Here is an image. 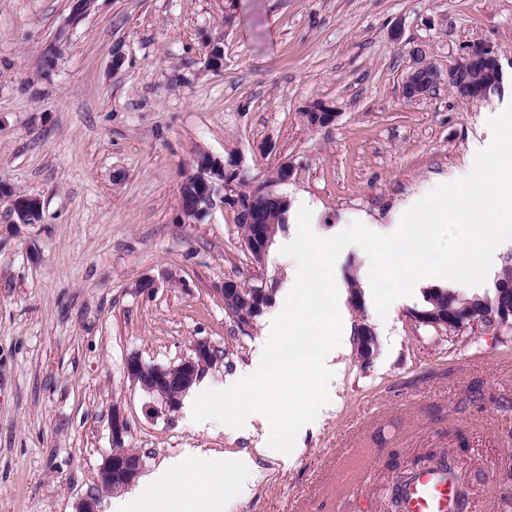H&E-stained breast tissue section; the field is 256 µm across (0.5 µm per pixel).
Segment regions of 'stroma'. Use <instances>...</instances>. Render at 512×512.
<instances>
[{
  "mask_svg": "<svg viewBox=\"0 0 512 512\" xmlns=\"http://www.w3.org/2000/svg\"><path fill=\"white\" fill-rule=\"evenodd\" d=\"M71 0H0V182L37 197L40 218L12 221L0 199V512H74L93 490L120 406L143 475L184 458L195 495L229 512H394L403 473L446 454L467 491L463 512H512V341L448 343L411 317L421 294L379 316L369 364L336 353L328 410L297 435V454L263 459L254 492L212 481L195 449L255 450L258 438L194 422L195 392L170 415L124 375L127 358L167 366L207 340L224 356L199 379L223 388L264 346L265 319L238 326L216 290L266 284L272 309L293 278L280 249L302 202L321 237L353 221L388 228L437 185L470 173L488 125L512 102V0H97L69 24ZM483 42L503 87L457 100L440 83L405 100L424 49L440 72ZM220 45L224 65H207ZM336 121L310 127L311 102ZM265 179L289 220L264 265L240 248L232 207L185 223L180 186L199 152ZM154 278L156 287L139 289Z\"/></svg>",
  "mask_w": 512,
  "mask_h": 512,
  "instance_id": "35a3bbf8",
  "label": "stroma"
}]
</instances>
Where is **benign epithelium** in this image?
<instances>
[{"instance_id": "7a95c632", "label": "benign epithelium", "mask_w": 512, "mask_h": 512, "mask_svg": "<svg viewBox=\"0 0 512 512\" xmlns=\"http://www.w3.org/2000/svg\"><path fill=\"white\" fill-rule=\"evenodd\" d=\"M96 0H73L69 23L75 24L84 18L95 6ZM456 70L476 73V84L470 95L458 97L460 101H475L491 91L501 89L504 73L501 60L494 48L486 43H473L465 47L455 61L448 65V72ZM440 84V73L434 63L427 59L426 52L416 50L414 66L406 73L402 84L403 97L409 101L428 96V85ZM294 175V168L283 164L272 182L250 180L237 169L228 168L212 155L201 153L196 158L195 171L186 180H194L199 186L200 195L180 200L181 206L190 205L197 212V219H204L214 208L229 205L240 208V198L248 197V203L258 204L264 197L276 193V187L288 183ZM10 212L13 222L23 223L39 215L40 201L32 196H10ZM273 243V234L262 226L249 231L241 241L242 248L256 265L265 263ZM218 360L215 347L207 340L194 343L191 354L180 362L161 366L147 364L139 357L127 359L125 377L132 385L139 387L151 401L146 411L154 414H170L182 405L183 396L194 383ZM112 448L100 465L95 488L80 498L75 512H100L102 495L117 494L136 481L142 472L143 456L125 445L128 434V421L120 407L112 408L110 419Z\"/></svg>"}]
</instances>
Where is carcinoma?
<instances>
[{"instance_id": "carcinoma-1", "label": "carcinoma", "mask_w": 512, "mask_h": 512, "mask_svg": "<svg viewBox=\"0 0 512 512\" xmlns=\"http://www.w3.org/2000/svg\"><path fill=\"white\" fill-rule=\"evenodd\" d=\"M290 202L279 199L274 195L260 204L258 210L253 211L244 206L236 213L237 228L243 232L249 228L247 218H252L257 224H272L274 231L284 229L288 223ZM346 285L349 288L350 302L354 309L365 310L364 296L360 282L352 271L346 276ZM252 297L246 295L226 303L225 313L234 317L240 325H253V322L240 318V313H252ZM512 308V256L502 258L496 274L493 292L486 295L467 296L448 288H429L424 291V303L413 311L415 322L422 323L431 320L427 328L433 330L440 339H448L454 343L471 334L487 333L492 325L491 316L497 310ZM377 336L374 329L367 322L361 320V325L354 326L353 345H376Z\"/></svg>"}]
</instances>
